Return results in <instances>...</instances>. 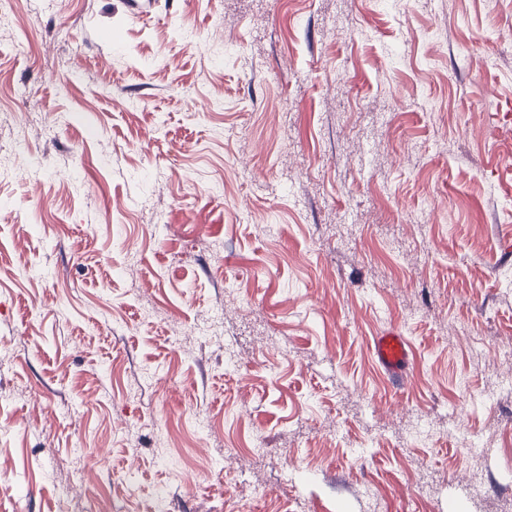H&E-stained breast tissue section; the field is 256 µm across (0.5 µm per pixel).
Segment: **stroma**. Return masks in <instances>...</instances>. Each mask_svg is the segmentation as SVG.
Here are the masks:
<instances>
[{
    "mask_svg": "<svg viewBox=\"0 0 512 512\" xmlns=\"http://www.w3.org/2000/svg\"><path fill=\"white\" fill-rule=\"evenodd\" d=\"M509 28L512 0H11L0 512H512ZM373 356L385 374L402 383L412 370V359L404 336L390 330L374 336L371 341Z\"/></svg>",
    "mask_w": 512,
    "mask_h": 512,
    "instance_id": "stroma-1",
    "label": "stroma"
}]
</instances>
